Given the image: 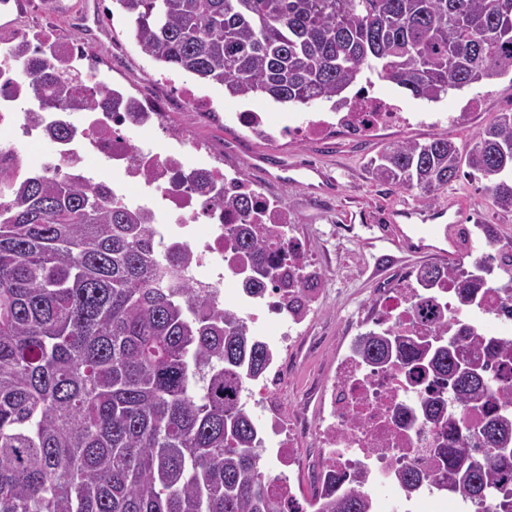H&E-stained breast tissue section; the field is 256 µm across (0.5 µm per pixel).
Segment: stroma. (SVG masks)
<instances>
[{
    "instance_id": "35a3bbf8",
    "label": "stroma",
    "mask_w": 512,
    "mask_h": 512,
    "mask_svg": "<svg viewBox=\"0 0 512 512\" xmlns=\"http://www.w3.org/2000/svg\"><path fill=\"white\" fill-rule=\"evenodd\" d=\"M89 0H18L19 27L56 29L63 38L71 29L64 19L84 9ZM103 25L109 31L107 40H94L99 57L100 74L111 83L130 91H154L168 94L160 78L163 67L146 56L128 34V20L114 0H99ZM174 81H188L199 94L208 96L220 119H207L190 111L179 99H172L168 122L186 129L191 137L206 141L225 167L248 172L251 163L275 156L286 166L305 168L320 166L333 178V191L306 189L273 176L260 185L281 203L305 239L310 256L315 258L324 274L320 283L323 300L317 307L309 330L323 337L321 349L303 368L292 371L280 395L295 403L306 395L310 384L334 369L336 360L368 330L377 309L378 291L382 284L410 275L427 264L444 263V256L433 253L419 258L399 248L396 231L389 227L388 210L415 206L414 197L393 186L373 181L367 163L386 145L398 141H423L434 135L433 127L412 123L382 129L365 139L330 135L310 143L287 139L267 141L245 132L234 115L243 110L264 112L271 124L300 123L323 111V104L308 107L282 105L260 97L241 101L225 96L223 87L197 79H185L174 72ZM378 94L396 99L404 111L415 113L452 114L468 110L467 121L450 129L449 134L461 150H469L478 132L500 112L512 111V75L488 83L472 85L449 92L439 102L428 103L410 96L391 83L375 86ZM461 200L464 208L456 231L460 258L472 261L484 252L485 239L477 232L480 224L492 225L501 242L512 243V212L496 208L477 178L466 176L451 182L439 195V202Z\"/></svg>"
}]
</instances>
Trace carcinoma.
<instances>
[{"mask_svg": "<svg viewBox=\"0 0 512 512\" xmlns=\"http://www.w3.org/2000/svg\"><path fill=\"white\" fill-rule=\"evenodd\" d=\"M140 50L168 70L224 87L230 98L266 97L337 110L389 82L416 99L512 73V0H114ZM39 112L99 111L55 70L31 64ZM358 87L354 95L347 91ZM512 212V113L500 112L461 152L446 134L390 144L368 162L372 179L429 207L462 168ZM235 210L234 249L252 256L246 283L274 281L268 254L288 257L280 232L259 237L246 199ZM489 252L465 267L425 265L422 288L453 283L459 311L505 266ZM192 254L162 253L149 216L111 201L101 184L34 170L0 169V512H288L278 477L261 466L259 430L241 404L274 354L232 306L188 276ZM418 318L448 328L428 341L371 328L354 342L362 359L398 370L427 390L426 422L449 427L435 487L483 502L512 483V343L484 337L434 310ZM452 391L474 432L448 417ZM320 512H375L358 489L328 485Z\"/></svg>", "mask_w": 512, "mask_h": 512, "instance_id": "1", "label": "carcinoma"}]
</instances>
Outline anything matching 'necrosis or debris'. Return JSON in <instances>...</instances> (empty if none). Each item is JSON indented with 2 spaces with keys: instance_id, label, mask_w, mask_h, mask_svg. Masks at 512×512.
I'll return each mask as SVG.
<instances>
[{
  "instance_id": "necrosis-or-debris-1",
  "label": "necrosis or debris",
  "mask_w": 512,
  "mask_h": 512,
  "mask_svg": "<svg viewBox=\"0 0 512 512\" xmlns=\"http://www.w3.org/2000/svg\"><path fill=\"white\" fill-rule=\"evenodd\" d=\"M17 8L16 0H0L1 45H12L22 36L35 46L40 58L55 64L61 79L93 74L94 51L81 33L98 29L94 8L68 18L73 34L66 39L49 29L20 31L14 17ZM33 80L26 62L0 64V131L10 134L0 142V168H13L16 158L27 154L34 143L45 145L38 164L51 175L88 174L87 161L95 159L112 174L108 187L113 202L149 210L158 248L164 250L174 243L188 248L196 258L191 277L216 299L227 295L224 284L232 282L234 290L229 295L236 308L245 309L249 322L271 320L279 325L280 347L295 348L302 339L315 344V337H304L303 326L311 307L320 300L319 291L289 287L283 278L270 285L264 296H248L241 272L250 267L251 259L234 251L224 233L237 216L228 209H205L204 202L211 183L246 196L255 223L289 235L292 217L285 206L247 176L212 164L209 145L171 129L158 101L129 95L116 84L102 88L110 111L66 113V122L76 129L74 136L53 137L49 117L33 109ZM410 122L408 113L391 98L367 94L354 107L280 128L279 133L299 142L336 131L367 137ZM144 130L158 133V140L135 144L134 133ZM416 292L414 282L403 279L379 302V321L413 334L431 335L429 325L415 316ZM315 395L324 409L320 416L311 414L307 399L291 409L274 403L264 386L243 395L245 405L265 413L264 423L276 438L270 455L279 467L303 468L314 478H335L371 495L383 487H397V476L405 467L425 472L435 467L430 450L439 442V430L407 417L417 392L399 372L373 367L349 352L317 383Z\"/></svg>"
}]
</instances>
